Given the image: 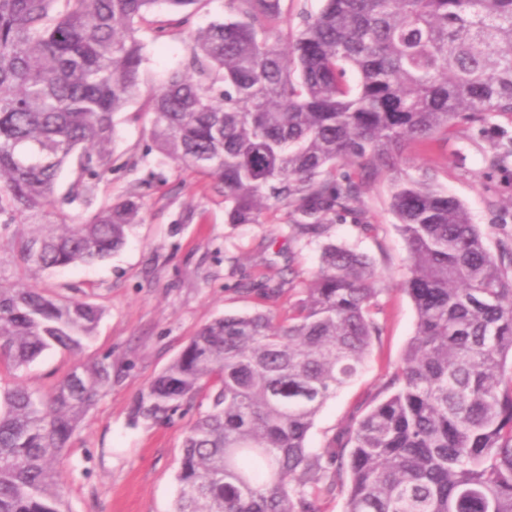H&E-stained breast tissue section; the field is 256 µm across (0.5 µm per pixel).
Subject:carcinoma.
<instances>
[{"label":"carcinoma","instance_id":"obj_1","mask_svg":"<svg viewBox=\"0 0 512 512\" xmlns=\"http://www.w3.org/2000/svg\"><path fill=\"white\" fill-rule=\"evenodd\" d=\"M209 0H0V215L35 275L93 264L143 221L130 191L75 219L112 172L116 114L148 82L142 22L158 4ZM283 0H228L233 17L188 34V56L145 104L155 148L224 191L229 224L286 210L320 238L361 212L363 184L390 176L416 329L382 390L321 450L307 436L362 371L382 327L370 259L327 242L281 318L203 325L138 397L162 420L209 401L185 431L174 512H512V233L489 244L410 142L477 131L491 171L512 169V0H323L296 33ZM73 178L58 194L64 170ZM276 301L280 285L244 288ZM100 307L0 277V370L77 352ZM112 383L101 360L48 393L0 389V512H65L60 462Z\"/></svg>","mask_w":512,"mask_h":512}]
</instances>
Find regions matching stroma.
I'll list each match as a JSON object with an SVG mask.
<instances>
[{"instance_id":"35a3bbf8","label":"stroma","mask_w":512,"mask_h":512,"mask_svg":"<svg viewBox=\"0 0 512 512\" xmlns=\"http://www.w3.org/2000/svg\"><path fill=\"white\" fill-rule=\"evenodd\" d=\"M225 2L209 0L181 27L171 26L167 10L148 15L140 36L150 78L162 79L185 58L187 30L227 17ZM138 110L134 103L115 117V165L99 183L95 201L137 189L144 196L143 222L128 230L122 248L106 260L46 271L36 279L49 294L101 305L105 313L95 335L78 353L48 351L0 375L2 386L47 391L77 365L112 360V383L83 416L63 460L67 512H172L184 432L207 404L198 400L171 420L155 421L133 418L134 403L201 325L227 314H284L320 264L321 240H294L285 211L270 212L261 224L227 223L215 182L152 151L149 126ZM136 150L148 151L147 160L126 168ZM401 167L413 176L432 169L437 184L466 206L489 239L512 229V174L487 176L482 142L458 137L412 144ZM390 204L389 176L369 180L360 214L336 220L329 230L331 241L366 254L381 273L383 335L361 374L319 412L308 436L313 449L322 448L349 415L366 409L415 331L414 305L404 290L407 248ZM365 223L375 225V232L364 233ZM265 276L284 283L285 298L265 303L247 295Z\"/></svg>"}]
</instances>
